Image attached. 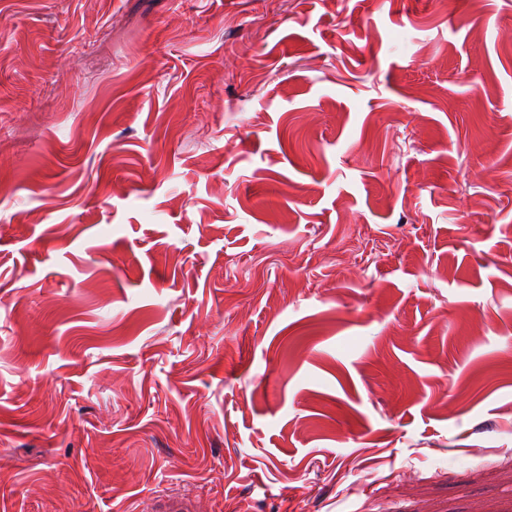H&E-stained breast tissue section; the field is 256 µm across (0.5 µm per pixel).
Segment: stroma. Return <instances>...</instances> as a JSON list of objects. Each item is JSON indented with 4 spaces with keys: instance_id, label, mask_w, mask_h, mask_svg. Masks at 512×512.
Returning <instances> with one entry per match:
<instances>
[{
    "instance_id": "35a3bbf8",
    "label": "stroma",
    "mask_w": 512,
    "mask_h": 512,
    "mask_svg": "<svg viewBox=\"0 0 512 512\" xmlns=\"http://www.w3.org/2000/svg\"><path fill=\"white\" fill-rule=\"evenodd\" d=\"M512 0H0V512H512Z\"/></svg>"
}]
</instances>
